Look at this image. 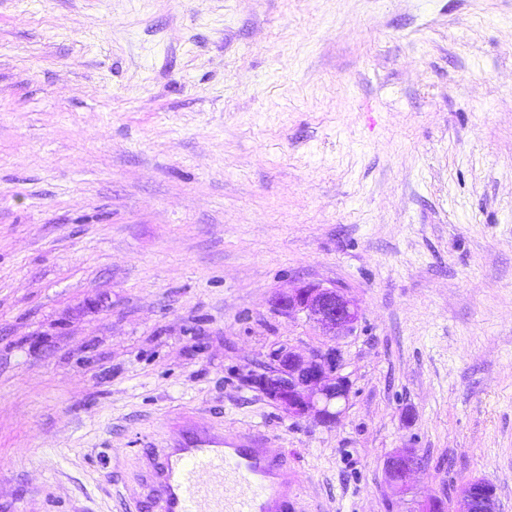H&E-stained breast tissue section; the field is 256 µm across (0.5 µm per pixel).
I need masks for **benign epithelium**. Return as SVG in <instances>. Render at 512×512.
Returning <instances> with one entry per match:
<instances>
[{
    "mask_svg": "<svg viewBox=\"0 0 512 512\" xmlns=\"http://www.w3.org/2000/svg\"><path fill=\"white\" fill-rule=\"evenodd\" d=\"M277 306L288 316L305 314L330 336L353 330L359 320L356 303L343 291L316 283L289 290L279 297ZM272 360L266 374L250 379L268 399L293 418H311L324 424L339 419L349 401L351 385L342 374V360L336 349L307 353L281 346L272 352ZM419 466L414 449L397 450L386 463L389 485L399 492L407 490ZM481 500L487 505L485 512H497L495 491L485 480L474 479L459 490L458 512H476Z\"/></svg>",
    "mask_w": 512,
    "mask_h": 512,
    "instance_id": "1",
    "label": "benign epithelium"
}]
</instances>
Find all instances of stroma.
Instances as JSON below:
<instances>
[{
	"instance_id": "35a3bbf8",
	"label": "stroma",
	"mask_w": 512,
	"mask_h": 512,
	"mask_svg": "<svg viewBox=\"0 0 512 512\" xmlns=\"http://www.w3.org/2000/svg\"><path fill=\"white\" fill-rule=\"evenodd\" d=\"M283 345L340 352L336 424L250 383ZM185 413L296 512H512V0H0V512H135ZM281 313H304L320 325L329 336L339 331H351L359 320L356 303L343 291L334 287L309 283L293 288L277 300ZM419 466L420 458L413 448L397 450L386 463V477L389 485L399 492L407 490ZM460 510L455 512H496L497 499L493 491L483 479H474L463 485L458 494ZM483 500L487 505L485 511H476L477 501Z\"/></svg>"
}]
</instances>
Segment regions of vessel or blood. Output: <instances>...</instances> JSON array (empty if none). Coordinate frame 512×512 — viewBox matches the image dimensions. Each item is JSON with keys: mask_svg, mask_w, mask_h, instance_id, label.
Masks as SVG:
<instances>
[{"mask_svg": "<svg viewBox=\"0 0 512 512\" xmlns=\"http://www.w3.org/2000/svg\"><path fill=\"white\" fill-rule=\"evenodd\" d=\"M181 420L164 447L137 451V512H295L299 480L265 435Z\"/></svg>", "mask_w": 512, "mask_h": 512, "instance_id": "b4317fda", "label": "vessel or blood"}]
</instances>
